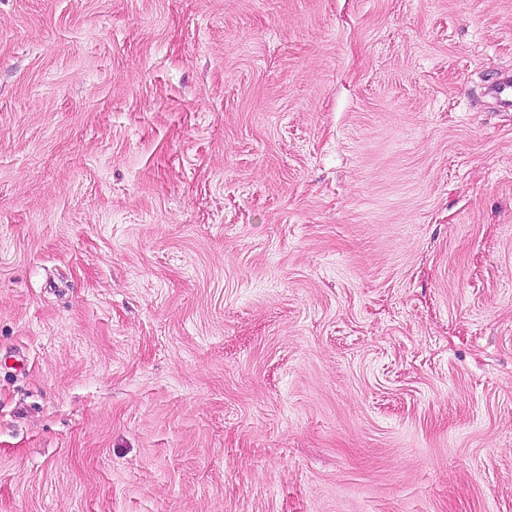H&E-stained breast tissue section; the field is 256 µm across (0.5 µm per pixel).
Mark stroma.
Returning <instances> with one entry per match:
<instances>
[{
  "label": "stroma",
  "instance_id": "35a3bbf8",
  "mask_svg": "<svg viewBox=\"0 0 512 512\" xmlns=\"http://www.w3.org/2000/svg\"><path fill=\"white\" fill-rule=\"evenodd\" d=\"M512 0H0V512H512Z\"/></svg>",
  "mask_w": 512,
  "mask_h": 512
}]
</instances>
